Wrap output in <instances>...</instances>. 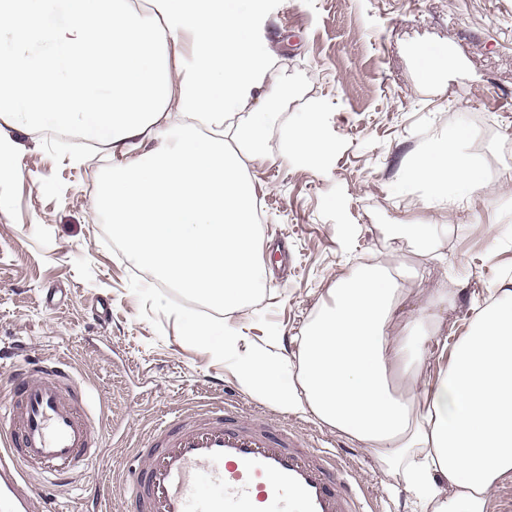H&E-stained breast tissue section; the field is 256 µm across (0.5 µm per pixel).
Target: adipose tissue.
Segmentation results:
<instances>
[{"instance_id":"adipose-tissue-1","label":"adipose tissue","mask_w":512,"mask_h":512,"mask_svg":"<svg viewBox=\"0 0 512 512\" xmlns=\"http://www.w3.org/2000/svg\"><path fill=\"white\" fill-rule=\"evenodd\" d=\"M273 0H0V121L16 119L106 141L112 170L94 202L148 280L163 279L223 307L224 349L241 331L230 317L249 305L267 269L256 258L258 219L242 152L266 156L277 115L250 109L272 69L259 25ZM185 46L170 63L169 46ZM173 118H164L167 107ZM214 138L201 140L199 126ZM231 133L224 141L223 133ZM292 155L330 148L320 110L285 134ZM447 210L490 184L462 136L434 140L404 172ZM397 238L436 255L447 225L398 224ZM418 281L385 250L337 280L287 355L283 338L246 355L245 390L285 412L336 429L375 457L387 488L404 486L421 512H489L512 477V289L499 288L466 336L439 329L448 290L431 288L408 313L418 336L390 328ZM448 363L422 375L436 353Z\"/></svg>"}]
</instances>
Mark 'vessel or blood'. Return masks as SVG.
<instances>
[{
    "label": "vessel or blood",
    "mask_w": 512,
    "mask_h": 512,
    "mask_svg": "<svg viewBox=\"0 0 512 512\" xmlns=\"http://www.w3.org/2000/svg\"><path fill=\"white\" fill-rule=\"evenodd\" d=\"M0 512H54L25 474L82 473L100 444L85 388L60 360L22 372L7 389ZM124 480L126 512H368L338 461L275 419L224 405L161 419Z\"/></svg>",
    "instance_id": "vessel-or-blood-1"
}]
</instances>
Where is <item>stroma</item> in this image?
Segmentation results:
<instances>
[{
  "label": "stroma",
  "mask_w": 512,
  "mask_h": 512,
  "mask_svg": "<svg viewBox=\"0 0 512 512\" xmlns=\"http://www.w3.org/2000/svg\"><path fill=\"white\" fill-rule=\"evenodd\" d=\"M272 83L288 93L266 160H247L261 217L260 259L276 260L261 294L239 316L250 348L273 332L297 334L337 279L386 247L398 249L423 285L454 298L444 335H463L489 289L512 281V0H286L266 16ZM447 68L419 77L422 53ZM328 114L323 166L289 157L284 128L314 106ZM462 132L494 192L451 217L445 260L389 241L396 221L430 219L419 194L399 197L402 170L436 134ZM14 174L0 177V364L19 370L59 357L91 391L102 420L98 459L71 483L43 487L64 512L106 495L121 512L127 495L113 471L136 461L133 444L162 417L228 402L270 416L309 447L339 454L375 512H413L392 496L375 459L314 417L281 411L244 390L238 360L223 356L224 310L161 282H146L105 214L91 208L112 169L105 143L75 131L17 125ZM498 224L499 237L487 234ZM211 324L209 348L184 322ZM130 428L133 439L115 436Z\"/></svg>",
  "instance_id": "obj_1"
}]
</instances>
